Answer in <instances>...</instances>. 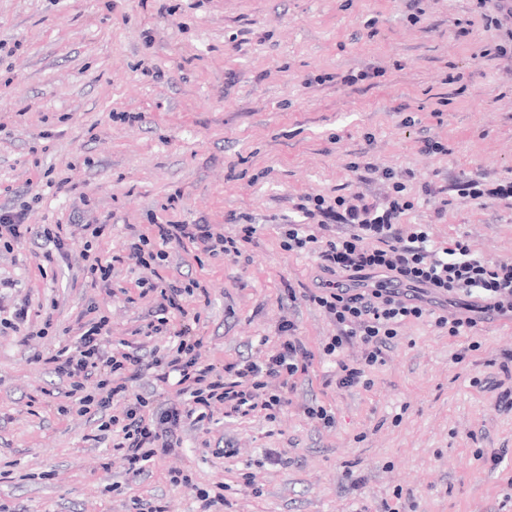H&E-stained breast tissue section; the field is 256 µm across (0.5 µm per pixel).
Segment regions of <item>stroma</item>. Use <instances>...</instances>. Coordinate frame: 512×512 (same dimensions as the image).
<instances>
[{
	"mask_svg": "<svg viewBox=\"0 0 512 512\" xmlns=\"http://www.w3.org/2000/svg\"><path fill=\"white\" fill-rule=\"evenodd\" d=\"M420 7L414 23L409 0H0V41L15 46L0 60V205L26 206L34 228L69 227V259L51 274L35 245L0 251L15 298L55 319L26 346L0 335V470L13 473L0 503L130 512L132 497L156 496L166 512H196L197 489L220 485L223 512H512V407L498 401L512 388V318L468 337L406 323L385 363L367 368L370 386L341 388L324 353L336 326L303 297L330 275L283 247L301 197L380 201L402 178L414 202L403 224L427 225L444 247L463 239L485 258L512 257V199L451 189L512 177V52L481 54L512 38V19L487 26L473 0ZM425 137L446 153L422 152ZM235 214L256 227L237 261L172 246L156 272L207 288L185 301L201 315L202 361H263L292 322L309 374L275 419L215 412L209 431L185 429L181 449L132 477L94 441L93 417L58 414L65 387L32 355L67 342L86 310L107 317L114 340L152 310L128 267L110 289L91 287L84 250L124 253L129 224L203 218L234 237ZM93 224L110 231L92 237ZM309 406L334 424L309 419ZM226 445L235 455H217ZM271 450L281 464L266 461ZM174 471L191 487L172 485Z\"/></svg>",
	"mask_w": 512,
	"mask_h": 512,
	"instance_id": "obj_1",
	"label": "stroma"
}]
</instances>
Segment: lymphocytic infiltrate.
<instances>
[{
  "label": "lymphocytic infiltrate",
  "instance_id": "1",
  "mask_svg": "<svg viewBox=\"0 0 512 512\" xmlns=\"http://www.w3.org/2000/svg\"><path fill=\"white\" fill-rule=\"evenodd\" d=\"M412 207L405 184L397 182L382 204L365 201L357 194L331 201L317 195L308 203L298 204L303 217L331 218L352 226L353 234L320 241L307 233L304 225L288 227L289 249L316 243L321 267L337 276L336 282L321 292L307 295L337 328L336 336L325 347L326 354L342 351L355 340L364 348L363 366L340 363L339 387L361 384L365 367L382 362L405 321L430 317L438 328L447 329L449 336L471 332L476 320L449 316L445 300L474 296L483 310L512 317V258L475 256L461 240L450 247L436 246L424 224L405 232L401 219ZM127 231L125 261L143 270L137 285L155 295L153 317L141 328L140 340L110 342L105 336V319L80 318L75 322L73 342L37 354L36 359L58 378L67 380L69 409L82 415L95 407L108 411V418L98 425L96 439L111 442L113 449L122 451L129 472L138 477L155 457L181 446L185 424L203 426L218 410L228 418L245 417L286 405V391L294 388L299 376L308 374L312 356L295 326L288 325L281 327L278 349L265 362L240 360L219 367L201 363L199 317L184 307L183 297L193 293L204 297L207 289L196 290L163 279L154 282L147 277L155 261L166 259V249L173 243L196 255L238 258L242 244L249 242L254 232L253 225H244L238 239L214 233L203 219L189 224H157L148 233L131 224ZM31 240L41 243L37 255L41 268L50 269L67 260L63 225L34 228L26 224L24 211L0 209V248L10 252ZM375 277L387 279L388 287L352 293L345 284L349 278ZM16 286L14 279L0 278V334L12 332L27 341L37 334L47 335L54 325L53 315L45 314L39 330L31 331L30 303L13 299ZM158 335L170 339V346L146 347V340ZM147 376L157 390L176 384L185 397L183 404L150 407L148 400L133 390L134 384ZM273 381L279 384L280 393L263 397V389ZM90 385L95 388L91 394L86 391ZM115 403L122 405L121 415L111 414Z\"/></svg>",
  "mask_w": 512,
  "mask_h": 512
}]
</instances>
